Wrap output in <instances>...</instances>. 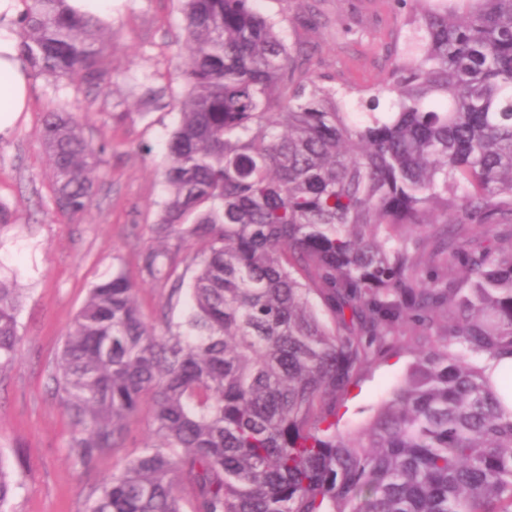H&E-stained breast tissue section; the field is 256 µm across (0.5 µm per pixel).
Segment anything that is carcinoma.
Wrapping results in <instances>:
<instances>
[{
	"mask_svg": "<svg viewBox=\"0 0 512 512\" xmlns=\"http://www.w3.org/2000/svg\"><path fill=\"white\" fill-rule=\"evenodd\" d=\"M23 68L101 90L112 24L24 0ZM184 90L143 258L188 307L157 330L121 272L95 285L52 381L83 468L151 403L152 433L86 512H512V413L484 363L512 358V0H397L409 35L373 88L292 57L258 0H179ZM40 137L57 212L84 215L107 143L74 113ZM0 277V369L17 359ZM424 344L373 417L349 386ZM17 487L0 457V509Z\"/></svg>",
	"mask_w": 512,
	"mask_h": 512,
	"instance_id": "obj_1",
	"label": "carcinoma"
}]
</instances>
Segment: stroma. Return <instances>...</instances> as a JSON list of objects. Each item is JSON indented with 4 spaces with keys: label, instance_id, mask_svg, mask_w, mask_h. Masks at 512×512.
Wrapping results in <instances>:
<instances>
[{
    "label": "stroma",
    "instance_id": "1",
    "mask_svg": "<svg viewBox=\"0 0 512 512\" xmlns=\"http://www.w3.org/2000/svg\"><path fill=\"white\" fill-rule=\"evenodd\" d=\"M318 23L303 25L307 5ZM279 21L291 49L336 84L371 87L394 62L400 14L395 0H260ZM183 17L177 0H114L112 66L107 88L75 95L68 81L31 75V101L16 129L0 135V204L13 214L0 230V275L16 278L24 301L17 313L19 356L0 372V453L19 460L21 485L7 512H85L89 495L151 432V408L128 425L121 447L91 468L69 455L70 418L51 376L74 317L91 288L115 272L139 289L149 323L161 312L179 320L187 301L169 302L171 284L149 278L143 256L164 199L165 143L180 122L184 89L179 70ZM74 105L87 139H107L92 209L80 219L59 217L49 159L40 139L46 112ZM126 113L118 122L112 115ZM414 340L400 357L370 368L351 386L344 422L367 420L412 359Z\"/></svg>",
    "mask_w": 512,
    "mask_h": 512
}]
</instances>
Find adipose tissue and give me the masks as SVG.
<instances>
[{
  "mask_svg": "<svg viewBox=\"0 0 512 512\" xmlns=\"http://www.w3.org/2000/svg\"><path fill=\"white\" fill-rule=\"evenodd\" d=\"M17 55L14 33L0 26V135L12 132L29 108L30 79Z\"/></svg>",
  "mask_w": 512,
  "mask_h": 512,
  "instance_id": "obj_1",
  "label": "adipose tissue"
}]
</instances>
